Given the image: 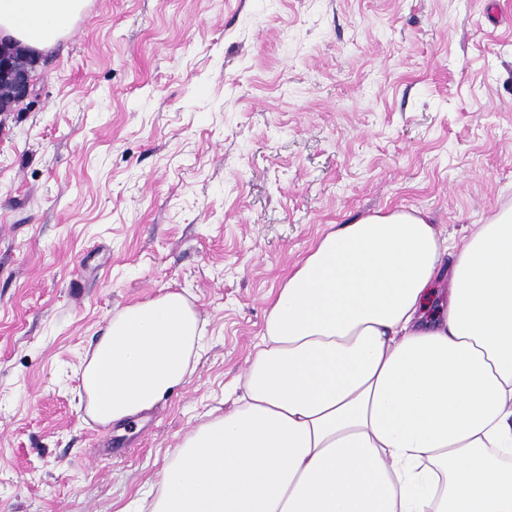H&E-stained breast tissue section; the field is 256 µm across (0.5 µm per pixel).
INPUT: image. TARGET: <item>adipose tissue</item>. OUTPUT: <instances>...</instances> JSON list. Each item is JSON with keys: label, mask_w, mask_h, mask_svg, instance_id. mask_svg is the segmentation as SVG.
Here are the masks:
<instances>
[{"label": "adipose tissue", "mask_w": 512, "mask_h": 512, "mask_svg": "<svg viewBox=\"0 0 512 512\" xmlns=\"http://www.w3.org/2000/svg\"><path fill=\"white\" fill-rule=\"evenodd\" d=\"M89 0H0L37 58ZM180 292L123 307L81 364L107 427L196 369ZM233 407L185 435L137 512H512V207L456 244L420 211L336 224L270 296Z\"/></svg>", "instance_id": "ef3b65f1"}]
</instances>
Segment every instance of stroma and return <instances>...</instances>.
Returning <instances> with one entry per match:
<instances>
[{
    "instance_id": "35a3bbf8",
    "label": "stroma",
    "mask_w": 512,
    "mask_h": 512,
    "mask_svg": "<svg viewBox=\"0 0 512 512\" xmlns=\"http://www.w3.org/2000/svg\"><path fill=\"white\" fill-rule=\"evenodd\" d=\"M512 205V0H91L0 112V512H133L234 401L271 293L330 225ZM177 290L192 377L104 428L79 368Z\"/></svg>"
}]
</instances>
